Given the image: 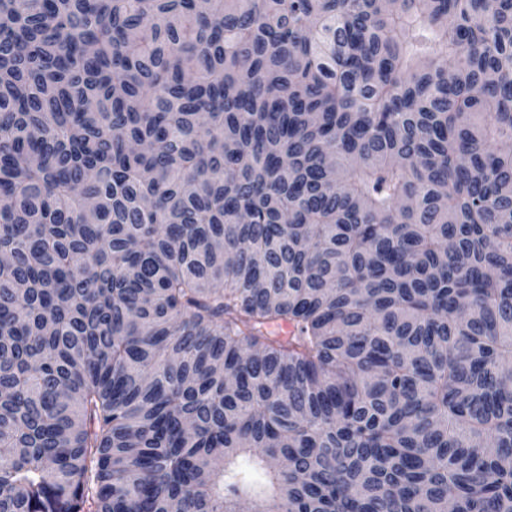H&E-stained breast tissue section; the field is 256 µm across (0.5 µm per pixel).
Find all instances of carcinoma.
Masks as SVG:
<instances>
[{"label":"carcinoma","instance_id":"cac0c4a2","mask_svg":"<svg viewBox=\"0 0 512 512\" xmlns=\"http://www.w3.org/2000/svg\"><path fill=\"white\" fill-rule=\"evenodd\" d=\"M507 143L512 0H0V512H512Z\"/></svg>","mask_w":512,"mask_h":512}]
</instances>
